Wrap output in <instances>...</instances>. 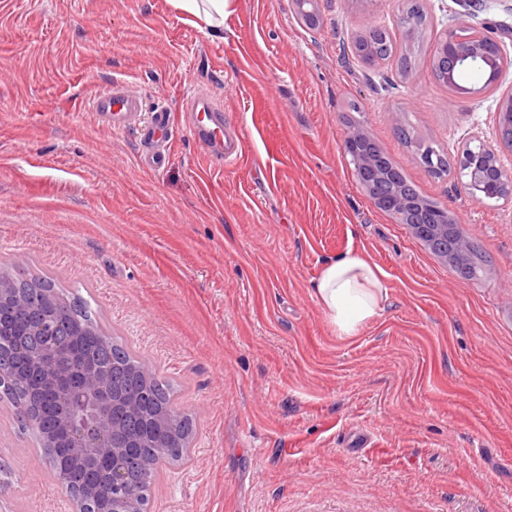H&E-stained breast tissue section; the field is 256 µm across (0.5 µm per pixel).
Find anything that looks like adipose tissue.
<instances>
[{
	"mask_svg": "<svg viewBox=\"0 0 512 512\" xmlns=\"http://www.w3.org/2000/svg\"><path fill=\"white\" fill-rule=\"evenodd\" d=\"M378 267L356 252L327 261L315 284V295L339 335H356L377 317L387 290Z\"/></svg>",
	"mask_w": 512,
	"mask_h": 512,
	"instance_id": "ef3b65f1",
	"label": "adipose tissue"
}]
</instances>
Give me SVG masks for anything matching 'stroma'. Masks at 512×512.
<instances>
[{
	"label": "stroma",
	"mask_w": 512,
	"mask_h": 512,
	"mask_svg": "<svg viewBox=\"0 0 512 512\" xmlns=\"http://www.w3.org/2000/svg\"><path fill=\"white\" fill-rule=\"evenodd\" d=\"M424 49L409 73L353 41L401 39L403 0H231L219 29L172 0H0V264L57 278L112 335L179 386L192 459L160 472L149 512H512V197L471 196L398 139L405 123L457 163L497 142L500 93L432 74L452 21L498 33L512 0H419ZM122 82L178 109L200 88L248 149L225 165L183 126L160 170L135 132L86 107ZM357 118L489 263L465 280L377 207L344 151ZM355 250L387 298L338 336L313 285ZM0 512H72L38 446L0 403Z\"/></svg>",
	"instance_id": "stroma-1"
}]
</instances>
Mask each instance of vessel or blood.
I'll use <instances>...</instances> for the list:
<instances>
[{"mask_svg": "<svg viewBox=\"0 0 512 512\" xmlns=\"http://www.w3.org/2000/svg\"><path fill=\"white\" fill-rule=\"evenodd\" d=\"M89 108L98 122L112 130L138 132L145 143L142 159L149 165L165 159L175 123L179 120L189 128L210 160L233 162L246 151L247 142L241 130L226 120L222 105L204 91L186 94L180 112H173L163 103L148 113L138 90L124 83H114L95 93L89 100Z\"/></svg>", "mask_w": 512, "mask_h": 512, "instance_id": "b4317fda", "label": "vessel or blood"}]
</instances>
